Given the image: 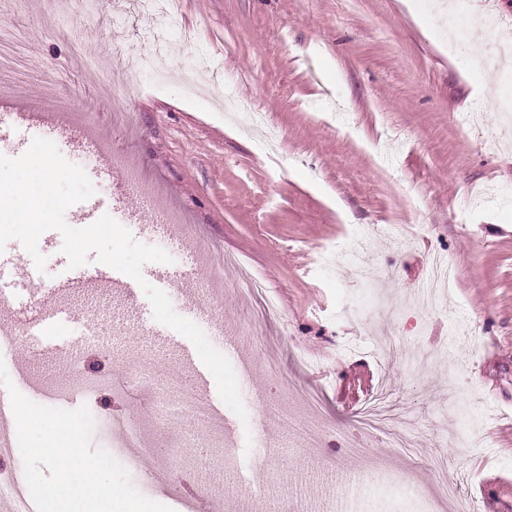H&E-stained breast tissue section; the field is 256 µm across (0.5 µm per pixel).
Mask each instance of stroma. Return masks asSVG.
<instances>
[{
	"instance_id": "35a3bbf8",
	"label": "stroma",
	"mask_w": 512,
	"mask_h": 512,
	"mask_svg": "<svg viewBox=\"0 0 512 512\" xmlns=\"http://www.w3.org/2000/svg\"><path fill=\"white\" fill-rule=\"evenodd\" d=\"M182 25L163 49L166 77L144 72L130 92L132 120L112 122V88L128 60L152 53L156 23L141 0H56L78 23H47L43 0H0V154L21 156L34 138L53 141L83 169L106 209L135 240L163 249L169 269L197 281L220 274L228 359L247 420L214 419L224 448L201 469L194 449L168 483L139 485L145 497L185 512L202 483L227 473L210 498L214 512H255L251 487L264 483L281 503L306 512H428L441 472L463 475L456 502L479 512H512V71L491 51L512 32V0H169ZM194 92H187L186 84ZM68 112L35 114L47 89ZM233 92L240 114L218 96ZM262 112L254 126L248 113ZM275 151L258 148L268 130ZM160 188L177 224L156 223L132 195L114 157ZM213 244L198 259L192 232ZM57 230L42 234L36 268L19 241L4 253L46 281L68 320L32 343L0 348L14 386L33 402L99 421L94 446L113 443L105 419L150 413L146 392L98 402L85 392L57 399L82 358L110 369L115 357L191 380L182 363L186 337L167 344L141 287L74 282ZM238 263L224 265V254ZM442 256L452 275L431 293V265ZM263 280L281 318L264 320L235 291L239 268ZM395 337L381 359L343 356ZM308 353L303 365L296 351ZM276 364L293 382L283 392L267 379ZM380 392L391 414L387 432L351 454L357 413ZM316 429L291 434V453L274 447L281 427L261 406ZM412 420L427 451L413 456L393 436ZM232 459H225V448Z\"/></svg>"
}]
</instances>
